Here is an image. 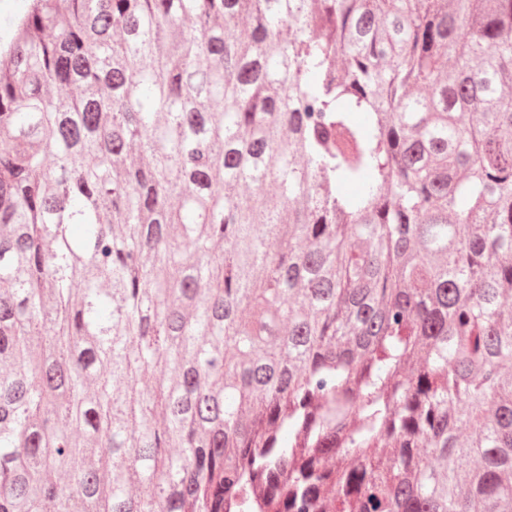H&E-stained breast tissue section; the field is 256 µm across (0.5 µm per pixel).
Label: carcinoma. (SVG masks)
Segmentation results:
<instances>
[{
	"label": "carcinoma",
	"instance_id": "cac0c4a2",
	"mask_svg": "<svg viewBox=\"0 0 512 512\" xmlns=\"http://www.w3.org/2000/svg\"><path fill=\"white\" fill-rule=\"evenodd\" d=\"M32 2L0 512H512V0Z\"/></svg>",
	"mask_w": 512,
	"mask_h": 512
}]
</instances>
